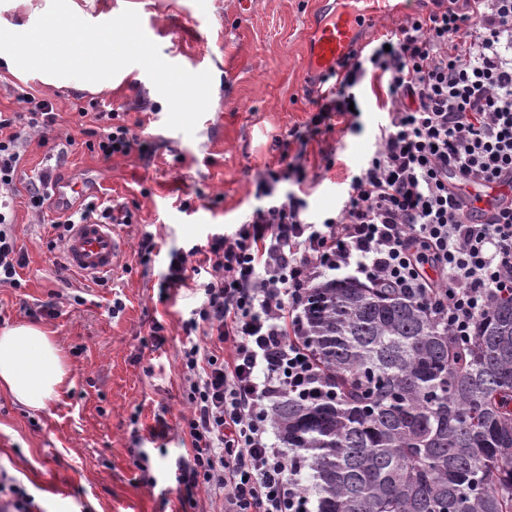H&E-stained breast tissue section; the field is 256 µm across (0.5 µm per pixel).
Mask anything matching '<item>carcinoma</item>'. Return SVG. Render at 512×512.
<instances>
[{"label": "carcinoma", "instance_id": "obj_1", "mask_svg": "<svg viewBox=\"0 0 512 512\" xmlns=\"http://www.w3.org/2000/svg\"><path fill=\"white\" fill-rule=\"evenodd\" d=\"M306 343L332 396L274 421L312 470L317 512H512V298L460 344L396 292L333 279Z\"/></svg>", "mask_w": 512, "mask_h": 512}]
</instances>
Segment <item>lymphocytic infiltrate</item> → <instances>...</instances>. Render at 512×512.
<instances>
[{"label":"lymphocytic infiltrate","mask_w":512,"mask_h":512,"mask_svg":"<svg viewBox=\"0 0 512 512\" xmlns=\"http://www.w3.org/2000/svg\"><path fill=\"white\" fill-rule=\"evenodd\" d=\"M335 77L307 132L355 119L349 105L366 77L383 88L387 114L339 212L306 220V201L275 198L281 176L268 170L257 184L268 205L233 234H211L207 247L172 250L162 275L164 291L209 276L203 302L181 322L182 430L192 450L176 458L175 480L188 493L207 489L218 512H310L294 477L298 456L271 440L272 411L286 393L305 402L325 394L305 334L309 293L327 272L409 297L462 340L494 297L512 295V0H441L339 61ZM21 99L26 116L0 115L8 191L24 140L18 123L57 121L52 103ZM307 132L289 135L304 145ZM84 133L107 160L138 143L112 111L91 113ZM494 182L508 193L484 222H470L475 190ZM25 265L0 213V285L21 287Z\"/></svg>","instance_id":"lymphocytic-infiltrate-1"}]
</instances>
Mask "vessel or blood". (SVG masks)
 Wrapping results in <instances>:
<instances>
[{
    "label": "vessel or blood",
    "mask_w": 512,
    "mask_h": 512,
    "mask_svg": "<svg viewBox=\"0 0 512 512\" xmlns=\"http://www.w3.org/2000/svg\"><path fill=\"white\" fill-rule=\"evenodd\" d=\"M392 0H360L356 9H335L320 22L311 44L310 64L320 74L329 73L341 58L363 50L362 27L393 16ZM63 254L72 268L99 276L111 272L118 259L112 227L94 221L73 225L63 243Z\"/></svg>",
    "instance_id": "obj_1"
}]
</instances>
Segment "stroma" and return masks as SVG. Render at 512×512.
Returning a JSON list of instances; mask_svg holds the SVG:
<instances>
[{
  "label": "stroma",
  "mask_w": 512,
  "mask_h": 512,
  "mask_svg": "<svg viewBox=\"0 0 512 512\" xmlns=\"http://www.w3.org/2000/svg\"><path fill=\"white\" fill-rule=\"evenodd\" d=\"M92 18L108 21L135 10L146 35L170 63L198 73L210 71L211 102L193 135L167 128L168 105L141 66L122 69L108 89L90 91L81 81L45 83L19 76L0 64V113L25 111L27 90L52 103L56 124L25 136L9 219L26 255L23 287L0 286V331L36 324L56 339L73 382L45 410L34 412L0 391V470L33 498L36 512H212L205 491L197 505L183 507L172 470L189 451L181 430L188 407L182 396V319L201 305L204 293L183 289L159 299V276L173 249L206 245L212 233H233L262 201L256 181L283 163L302 167L303 182L282 179L276 196L304 198L305 215L316 220L338 212L345 179L377 149L378 126L386 115L375 106L369 83L357 90L362 113L357 130L335 125L307 149L288 136L316 110L319 78L308 68V43L322 20L320 0H76ZM114 110L145 141L146 157L104 160L83 144L81 115ZM59 180L81 183L83 200L111 201L132 214L113 225L120 241L119 265L99 285L65 265L61 251H48L58 204L42 211L28 205L26 186L47 168ZM158 255L138 261L144 236ZM126 308L119 317L113 298ZM53 303L49 314L40 305ZM164 326L156 343L153 322ZM165 438L151 435L156 418ZM150 460L149 474L135 466Z\"/></svg>",
  "instance_id": "stroma-1"
}]
</instances>
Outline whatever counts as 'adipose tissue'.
I'll return each mask as SVG.
<instances>
[{
  "label": "adipose tissue",
  "mask_w": 512,
  "mask_h": 512,
  "mask_svg": "<svg viewBox=\"0 0 512 512\" xmlns=\"http://www.w3.org/2000/svg\"><path fill=\"white\" fill-rule=\"evenodd\" d=\"M70 386L53 336L26 324L0 332V389L18 403L43 410Z\"/></svg>",
  "instance_id": "adipose-tissue-1"
}]
</instances>
